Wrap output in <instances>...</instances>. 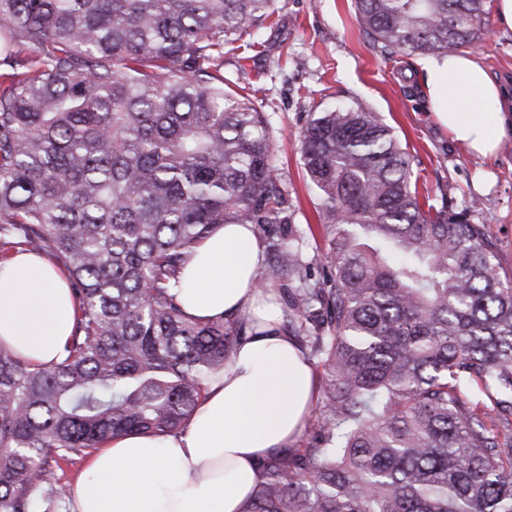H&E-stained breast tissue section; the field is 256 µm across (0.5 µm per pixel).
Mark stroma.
<instances>
[{
	"instance_id": "obj_1",
	"label": "stroma",
	"mask_w": 512,
	"mask_h": 512,
	"mask_svg": "<svg viewBox=\"0 0 512 512\" xmlns=\"http://www.w3.org/2000/svg\"><path fill=\"white\" fill-rule=\"evenodd\" d=\"M257 39L258 47L225 55L224 80L230 89H246L269 116L275 173L288 188L308 255L324 252L328 237L301 164V127L309 113L358 103L377 112L417 156L421 186L447 193L457 208L470 196L484 198L473 220L485 225L503 274L512 277V135L490 159L454 143L425 104L419 61H380L351 0H278L273 23ZM477 55L493 78L512 87L511 36L491 30Z\"/></svg>"
}]
</instances>
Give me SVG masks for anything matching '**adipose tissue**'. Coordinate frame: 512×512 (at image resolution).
Masks as SVG:
<instances>
[{
	"mask_svg": "<svg viewBox=\"0 0 512 512\" xmlns=\"http://www.w3.org/2000/svg\"><path fill=\"white\" fill-rule=\"evenodd\" d=\"M425 98L455 143L490 157L512 131V92L464 52L421 60ZM262 247L252 225L227 224L198 245L178 301L197 318L246 317L257 326L185 428L124 435L95 451L68 499L73 512H242L260 463L302 433L317 394L315 375L280 330L281 303L256 283ZM76 303L65 275L20 253L0 261V349L30 364L57 362Z\"/></svg>",
	"mask_w": 512,
	"mask_h": 512,
	"instance_id": "ef3b65f1",
	"label": "adipose tissue"
}]
</instances>
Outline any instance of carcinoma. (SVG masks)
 Instances as JSON below:
<instances>
[{
    "label": "carcinoma",
    "instance_id": "1",
    "mask_svg": "<svg viewBox=\"0 0 512 512\" xmlns=\"http://www.w3.org/2000/svg\"><path fill=\"white\" fill-rule=\"evenodd\" d=\"M276 0H0V244L41 249L79 307L63 358L0 350V512H59L53 466L183 427L247 330L189 317L188 254L225 224L323 370L308 448L262 462L242 512H512V282L484 225L419 188L377 113L311 112L301 161L329 230L312 280L266 113L224 88ZM383 60L444 58L486 0H354Z\"/></svg>",
    "mask_w": 512,
    "mask_h": 512
}]
</instances>
